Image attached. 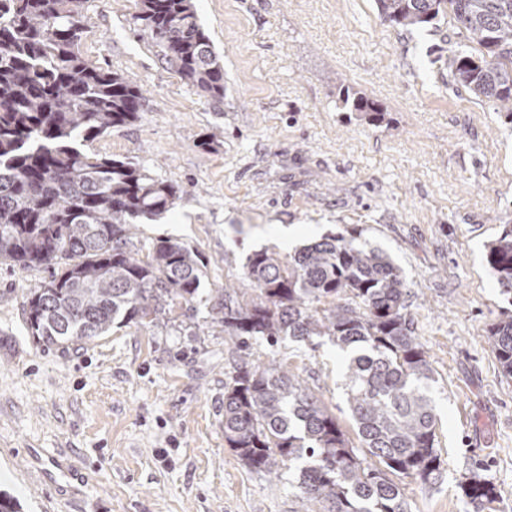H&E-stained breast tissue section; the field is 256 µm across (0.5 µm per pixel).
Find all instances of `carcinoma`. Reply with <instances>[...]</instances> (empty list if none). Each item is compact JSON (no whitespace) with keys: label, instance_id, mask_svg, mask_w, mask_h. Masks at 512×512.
<instances>
[{"label":"carcinoma","instance_id":"1","mask_svg":"<svg viewBox=\"0 0 512 512\" xmlns=\"http://www.w3.org/2000/svg\"><path fill=\"white\" fill-rule=\"evenodd\" d=\"M135 24L165 62L211 98L224 97V65L193 0H137ZM88 0H0V263L45 266L51 279L27 304V328L48 345L78 343L113 325L154 320L198 295L197 252L169 239L146 256L136 224L173 208L176 188L135 163L89 155L84 143L134 122L141 90L80 51ZM405 29L450 18L467 43L448 50V71L512 123V0H377ZM339 102L373 123L371 99ZM488 270L512 299V230L486 245ZM252 293L224 285L214 322L238 351L261 337L274 347L326 338L348 355L347 403L356 452L336 415L288 365H237L224 384V442L243 464L272 473L297 464L304 512H407L396 477L424 485L440 473L433 368L407 314L409 291L380 249L338 234L292 255L259 250L246 259ZM488 344L512 377V315L491 325ZM471 503L497 491L473 473Z\"/></svg>","mask_w":512,"mask_h":512}]
</instances>
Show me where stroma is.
<instances>
[{"label":"stroma","instance_id":"1","mask_svg":"<svg viewBox=\"0 0 512 512\" xmlns=\"http://www.w3.org/2000/svg\"><path fill=\"white\" fill-rule=\"evenodd\" d=\"M193 4L224 64L223 98L161 59L132 21L135 0H90L80 50L143 91L137 120L86 150L177 188L135 242L198 252V295L160 320L49 347L26 325L48 269L0 264V491L19 512H300L295 471L248 469L225 444L224 385L239 361L287 362L349 430L345 357L293 341L239 355L212 317L219 288L250 294L254 251L340 233L399 268L436 378L443 464L434 484L408 481V512H476L460 488L473 471L498 491L489 512H512V378L486 339L512 304L485 261L512 225V123L443 65L462 34L394 26L376 0ZM343 88L378 103L384 121L337 107Z\"/></svg>","mask_w":512,"mask_h":512}]
</instances>
